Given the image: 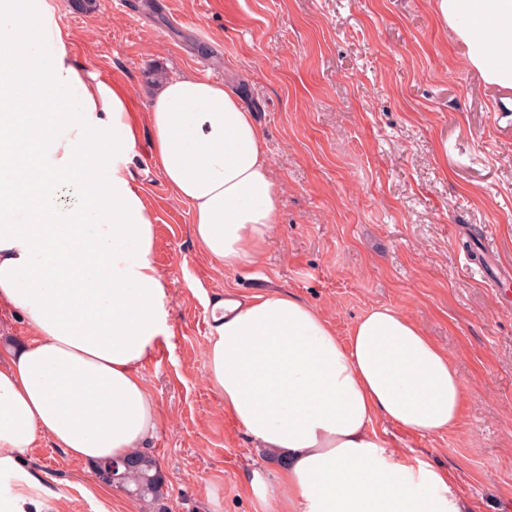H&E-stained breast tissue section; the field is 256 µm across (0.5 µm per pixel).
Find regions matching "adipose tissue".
Segmentation results:
<instances>
[{
  "label": "adipose tissue",
  "mask_w": 512,
  "mask_h": 512,
  "mask_svg": "<svg viewBox=\"0 0 512 512\" xmlns=\"http://www.w3.org/2000/svg\"><path fill=\"white\" fill-rule=\"evenodd\" d=\"M483 79L512 90V0H432ZM49 9L0 0V306L29 341L0 358V474L21 471L39 437L100 465L138 452L159 415L142 373L169 336L155 226L125 162L129 91L86 81L66 54L41 55ZM68 93L67 108L57 96ZM152 159L217 267L257 265L279 221L261 131L234 90L196 74L167 81L147 113ZM82 191L62 208L61 189ZM207 382L259 447L281 458L272 512H476L448 471L390 447L384 421L434 436L460 420L466 385L447 351L405 313L378 305L348 336L290 293L213 306Z\"/></svg>",
  "instance_id": "ef3b65f1"
}]
</instances>
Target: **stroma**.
<instances>
[{
  "label": "stroma",
  "mask_w": 512,
  "mask_h": 512,
  "mask_svg": "<svg viewBox=\"0 0 512 512\" xmlns=\"http://www.w3.org/2000/svg\"><path fill=\"white\" fill-rule=\"evenodd\" d=\"M94 82L124 85L140 117L131 184L153 213L171 334L142 373L160 426L167 512H266L279 458L258 448L206 381L213 294L289 292L347 335L398 308L446 348L471 395L447 432L388 427L389 443L449 470L482 512H512V109L471 68L431 0H46ZM224 82L254 113L280 222L261 261L219 271L188 204L152 162L143 119L167 78ZM486 255L485 277L471 276ZM24 469L55 512H147L126 490L40 439Z\"/></svg>",
  "instance_id": "35a3bbf8"
}]
</instances>
